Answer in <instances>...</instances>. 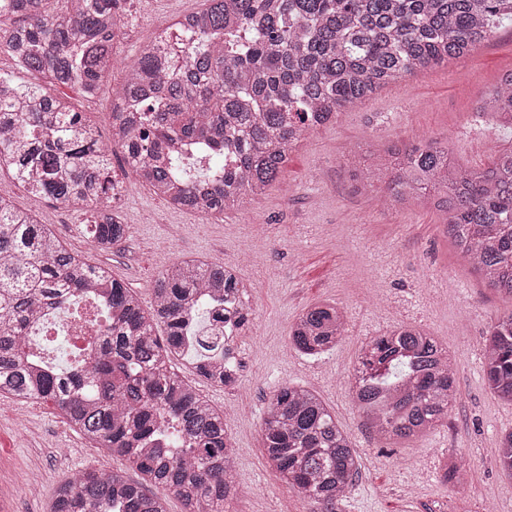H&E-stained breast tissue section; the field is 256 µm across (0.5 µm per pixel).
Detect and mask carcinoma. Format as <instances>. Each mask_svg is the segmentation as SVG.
Here are the masks:
<instances>
[{"label": "carcinoma", "instance_id": "cac0c4a2", "mask_svg": "<svg viewBox=\"0 0 512 512\" xmlns=\"http://www.w3.org/2000/svg\"><path fill=\"white\" fill-rule=\"evenodd\" d=\"M120 0H0V52L19 74L0 73V171L31 193L63 205L95 206L85 225L107 251L129 227L112 215L118 178L133 176L173 206L222 214L264 193L304 134L336 118L401 73L470 54L502 24L512 0H203L184 16L194 33L188 60L140 46L112 91V148L128 170L112 171L95 130L71 102L25 86V77L98 95L115 61ZM477 111L512 127V70L481 92ZM231 152L221 172L209 157ZM391 158L387 203L414 199L445 215L452 246L482 280L512 296V149L483 169L456 165L434 141L384 149ZM384 173L369 166L351 178L357 191ZM250 285L233 270L184 259L160 271L152 301L111 272L68 250L48 225L0 193V395L55 405L94 448L124 460L142 481L85 470L60 483L50 512H224L238 496L235 455L224 412L173 369L195 342L196 371L212 384L234 381L236 330L246 322ZM88 294L111 315L98 356L65 369L34 351L26 336L40 310H62ZM238 301L229 312L224 300ZM163 325L166 338L156 334ZM347 315L331 303L308 307L290 327L292 348L318 358L343 340ZM483 373L512 402V313L487 332ZM355 407L380 441L411 439L448 417L457 400L454 364L426 331L399 325L362 347L349 379ZM269 466L310 504L340 512L361 459L324 401L299 384L273 391L263 418ZM512 479V431L496 444ZM461 483L457 458L442 467Z\"/></svg>", "mask_w": 512, "mask_h": 512}]
</instances>
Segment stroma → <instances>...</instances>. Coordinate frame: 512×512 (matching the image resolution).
<instances>
[{"instance_id":"obj_1","label":"stroma","mask_w":512,"mask_h":512,"mask_svg":"<svg viewBox=\"0 0 512 512\" xmlns=\"http://www.w3.org/2000/svg\"><path fill=\"white\" fill-rule=\"evenodd\" d=\"M202 0H124L128 24L117 64L97 98L69 96L110 142L112 86L136 60L140 44L159 26L197 11ZM512 70V25H503L471 54L409 74L335 121L311 130L288 152L278 181L246 198L236 211L203 216L177 210L148 186L129 181L120 209L129 234L107 252L90 248L81 228L85 213L35 196L9 174L0 188L15 205L47 224L69 250L104 266L139 297L152 301L164 265L198 258L234 270L251 283L248 323L236 339L238 381L211 384L187 360L175 371L217 408L236 456V480L247 492L224 512H308L266 462L261 424L272 392L294 383L317 393L347 431L362 468L345 512H512V482L501 480L496 439L512 430V404L499 400L482 374L488 326L512 311V298L490 289L443 234L441 216L416 202L380 207L374 192L353 187L350 172L368 162V148L435 140L452 160L481 169L512 148V129L476 112L478 93ZM333 302L349 317V331L328 354L310 359L289 345L288 332L302 310ZM422 326L456 366L458 399L447 418L411 441L378 442L352 402L348 380L362 347L394 327ZM463 459L464 485L439 479L442 456ZM126 470L73 432L52 404L0 396V504L7 512H50L55 488L71 473ZM36 482H27L28 473Z\"/></svg>"}]
</instances>
